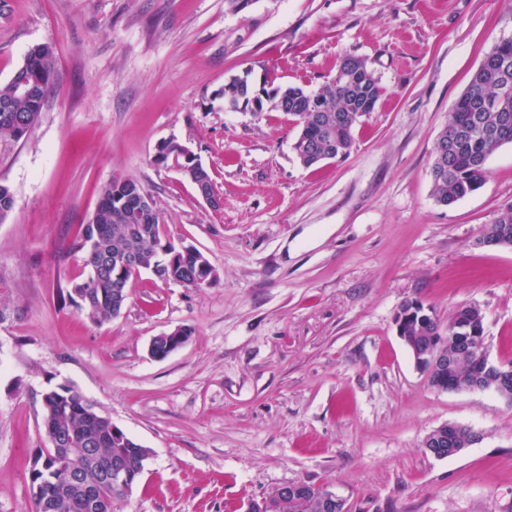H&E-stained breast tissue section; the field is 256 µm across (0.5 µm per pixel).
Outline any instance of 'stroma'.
Returning <instances> with one entry per match:
<instances>
[{
    "instance_id": "1",
    "label": "stroma",
    "mask_w": 512,
    "mask_h": 512,
    "mask_svg": "<svg viewBox=\"0 0 512 512\" xmlns=\"http://www.w3.org/2000/svg\"><path fill=\"white\" fill-rule=\"evenodd\" d=\"M509 36L512 0H0V89L36 44L58 69L25 139L0 142L15 195L0 223V512L30 501L43 396L61 386L149 450L117 512H246L298 481L348 512H512V400L436 390L395 326L408 300L443 322L475 304L492 362L512 361V248L478 243L512 202V144L452 205L430 175L455 101ZM348 55L381 96L347 155L312 167L293 116L217 95L245 71L315 90ZM170 138L210 169L220 209L155 164ZM117 175L217 280L141 273L101 326L70 299L72 243ZM181 327L186 343L153 357ZM445 423L482 439L434 457L423 442Z\"/></svg>"
}]
</instances>
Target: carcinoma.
I'll list each match as a JSON object with an SVG mask.
<instances>
[{
	"mask_svg": "<svg viewBox=\"0 0 512 512\" xmlns=\"http://www.w3.org/2000/svg\"><path fill=\"white\" fill-rule=\"evenodd\" d=\"M495 59L482 62L465 91L455 101L448 125L439 134L431 168L432 195L441 205H451L481 187L488 169L489 157L502 145L512 143V120L500 122L503 113L512 116V37L497 42ZM58 76L55 48L50 44L33 46L23 63L14 71L8 86L0 89V141H18V133L25 126H33L43 111L49 87ZM224 108L229 111L261 112L264 109L285 112L299 122L301 131L294 143L299 155L313 151L315 156L335 159L348 153L353 142V129L359 119L375 110L380 97V86L366 61L358 56L345 57L334 77L318 90L310 91L303 85L275 84L264 81L263 89L249 80V73L233 76L221 90ZM183 143L169 139L163 142L154 157V163L165 166L173 161L183 166ZM135 191L146 192L145 187L129 176H117L105 184L100 192L103 201L95 219L81 225L72 249L82 253L87 277L97 280L101 287L88 292V298L76 301L77 308L90 320L103 324L117 315L112 305V294L118 303L129 299L128 289L116 288V268L113 254L130 248L145 256L147 263L165 265V274L172 275L185 286L211 285L216 281L213 268L198 265L197 256L171 253L160 254L161 221H146L140 232L130 238V221L120 209L121 200ZM15 196L11 188L0 183V215L8 216L14 209ZM482 240L494 245L512 241V203L485 229ZM416 313L408 315L411 308ZM405 336H445L448 357L459 351L452 340L459 324L484 325L485 314L476 305L460 307L442 324L425 308L420 300L407 301L396 315ZM473 372L481 379H496L500 372L495 367L468 363L462 376ZM44 425L47 439L67 438L83 442L91 453L81 454L79 448L49 445L33 462L31 486H40V495H31L25 512H100L86 503L82 509L74 506L82 498L81 488L73 484L71 470L84 471L91 480L97 471L106 467L116 456L123 457L130 469L141 478L143 446L130 437L112 435V421L89 411L85 397L69 387L43 398ZM50 483L42 485L46 474ZM249 512H326L321 499L314 493V485L306 490L279 498L269 496L263 502L251 501Z\"/></svg>",
	"mask_w": 512,
	"mask_h": 512,
	"instance_id": "1",
	"label": "carcinoma"
}]
</instances>
